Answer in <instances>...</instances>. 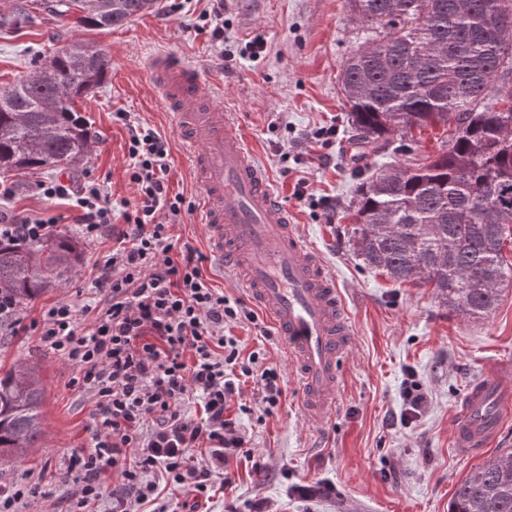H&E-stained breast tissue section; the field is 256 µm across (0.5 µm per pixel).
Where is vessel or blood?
Instances as JSON below:
<instances>
[{"instance_id":"vessel-or-blood-1","label":"vessel or blood","mask_w":512,"mask_h":512,"mask_svg":"<svg viewBox=\"0 0 512 512\" xmlns=\"http://www.w3.org/2000/svg\"><path fill=\"white\" fill-rule=\"evenodd\" d=\"M151 74L192 150V174L202 191L200 221L215 263L238 273L253 303L290 352L307 417L326 416L335 403L340 363L351 325L336 280L293 224L268 171L252 159L231 113L212 104L213 92L182 58H153ZM512 415V385L489 367L467 394L453 425L458 444L476 452L495 441Z\"/></svg>"}]
</instances>
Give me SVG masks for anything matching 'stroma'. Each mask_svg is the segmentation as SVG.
Instances as JSON below:
<instances>
[{"mask_svg":"<svg viewBox=\"0 0 512 512\" xmlns=\"http://www.w3.org/2000/svg\"><path fill=\"white\" fill-rule=\"evenodd\" d=\"M172 1L161 0L156 11L122 27L90 34L45 13L41 0H0V88L28 76L34 60L46 59L67 39L93 41L112 58L104 83L77 104L95 131L87 156L12 178L15 195L0 204L4 219L58 216L55 235L75 241L79 252L68 281L22 304L19 325L0 328V366L35 367L44 387L43 434L22 461L0 463V483L29 472L56 487L65 458L85 447L95 431L92 400L71 387L73 368L39 343L36 325L53 304L86 298L98 262L112 249V236L106 231L85 239L74 210L44 198L39 183L86 176L103 182L113 201H135L125 173L129 132L112 118L126 112L132 122L148 124L168 139L171 193L199 201L190 158L151 79L152 58L168 53L216 76V107L233 114L256 163L272 174L296 230L335 276L352 327L336 405L325 418L309 420L300 412L283 340L261 335L265 316L233 325L243 354L264 350L282 373L285 395L268 414L255 382L243 385L246 410L239 423L251 454L230 462L232 482L214 487L206 512H448L457 483L472 468L512 449V419L493 445L472 454L455 448L452 427L462 398L486 368L512 365V286L489 318L467 320L441 304L431 288L396 284L355 256L348 211L360 175L351 159L340 83L342 66L357 46L348 0H224L220 47L196 30L210 0H176V11ZM21 7L32 22H15ZM257 37L265 40V53L256 60L242 57L241 48ZM329 125L336 128L332 142L312 138V131ZM303 176L315 196L331 199V210L294 198L293 187ZM410 371L427 404L418 419L404 425L403 387ZM305 481L321 487V494L301 497L296 487Z\"/></svg>","mask_w":512,"mask_h":512,"instance_id":"obj_1","label":"stroma"}]
</instances>
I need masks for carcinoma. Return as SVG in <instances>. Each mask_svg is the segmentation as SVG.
I'll list each match as a JSON object with an SVG mask.
<instances>
[{"label":"carcinoma","mask_w":512,"mask_h":512,"mask_svg":"<svg viewBox=\"0 0 512 512\" xmlns=\"http://www.w3.org/2000/svg\"><path fill=\"white\" fill-rule=\"evenodd\" d=\"M360 43L342 67L356 159L406 149L416 128L451 131L446 148L420 163L365 167L350 241L369 268L433 288L448 309L485 319L512 284L502 248L512 224V0H349ZM52 16L84 31L120 26L146 0H44ZM50 76L0 90V174L70 165L93 132L76 100L95 92L109 53L65 42ZM76 244L0 243V291L20 304L63 280ZM43 387L30 367L0 368V457L19 459L42 434ZM448 512H512V454L496 456L457 484Z\"/></svg>","instance_id":"obj_1"}]
</instances>
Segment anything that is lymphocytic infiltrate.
<instances>
[{
	"mask_svg": "<svg viewBox=\"0 0 512 512\" xmlns=\"http://www.w3.org/2000/svg\"><path fill=\"white\" fill-rule=\"evenodd\" d=\"M127 174L138 192L131 208L116 209L93 180L42 184L46 198L68 201L87 239L111 231L116 240L98 268L88 303L59 302L45 309L40 343L71 364L74 386L96 412L90 447L72 453L67 472L78 473L67 494L75 512H142L157 478L205 498L230 460L243 455L245 437L228 408L242 380L261 385L266 412L284 394L276 368L260 352L241 358L226 325L247 319L245 310L203 277L201 254L176 250L160 211L179 216L183 195H169L170 145L142 125L129 126ZM196 400L200 417L184 405ZM115 472L119 489L106 491L103 475Z\"/></svg>",
	"mask_w": 512,
	"mask_h": 512,
	"instance_id": "f902f5d3",
	"label": "lymphocytic infiltrate"
}]
</instances>
